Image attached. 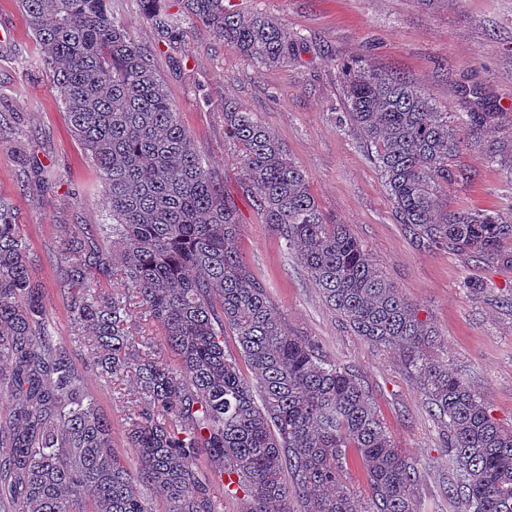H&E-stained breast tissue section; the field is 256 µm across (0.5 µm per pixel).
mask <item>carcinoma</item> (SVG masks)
Returning a JSON list of instances; mask_svg holds the SVG:
<instances>
[{"label":"carcinoma","mask_w":512,"mask_h":512,"mask_svg":"<svg viewBox=\"0 0 512 512\" xmlns=\"http://www.w3.org/2000/svg\"><path fill=\"white\" fill-rule=\"evenodd\" d=\"M173 42L180 17L164 0H138ZM245 58L275 66L299 51L270 14H241L224 0H182ZM42 65L56 79L68 127L104 186L107 224L64 233L56 282L75 331L93 340L92 368L117 385L133 371L127 442L136 474L112 448V422L56 341L27 238L0 197V512H357L346 474L366 473L364 512H414L417 471L397 448L357 375L288 331L267 288L244 262L240 223L224 177L202 156L160 81L153 53L115 21L112 0H20ZM339 121L370 149L396 223L448 250L510 264L512 217L443 204L461 174L450 160L496 112H459L448 124L411 82L357 60L345 67ZM224 134L239 150L238 185L284 240L352 332L405 357L448 418L458 467L456 512H512V428L426 349L436 332L383 277L347 225L327 221L306 174L237 103L224 102ZM105 281L124 297L101 290ZM133 298L161 330L178 366L130 341ZM236 336L238 355L224 349ZM245 363L251 377L242 374ZM224 488L215 495L214 484ZM161 497L155 509L141 493Z\"/></svg>","instance_id":"1"}]
</instances>
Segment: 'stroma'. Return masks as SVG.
<instances>
[{"label":"stroma","instance_id":"obj_1","mask_svg":"<svg viewBox=\"0 0 512 512\" xmlns=\"http://www.w3.org/2000/svg\"><path fill=\"white\" fill-rule=\"evenodd\" d=\"M117 18L155 53L158 75L184 127L235 192L238 153L224 137V102L252 112L309 178L323 212L345 224L382 275L431 324L433 357L448 362L479 392L488 413L512 426V267L492 265L420 240L396 223L384 180L366 146L336 117L343 110L342 67L362 60L406 77L440 109L465 112L463 92L478 89L495 125L452 160L465 178L452 186V209L512 206V0H233L234 10L273 15L300 52L275 67L254 64L206 26L185 20L168 48L136 0H118ZM0 196L8 198L40 271L51 329L84 369L87 388L112 420V446L138 467L125 435L121 389L88 369L90 336L76 335L56 286L60 238L75 224H100L105 201L98 173L69 131L52 72L19 0H0ZM40 167L49 185L32 173ZM238 250L266 284L290 332L316 342L337 366L357 374L386 431L418 472L416 512H453L448 485L457 475L448 423L434 416L414 372L399 353L355 335L324 302L283 240L263 224L248 198L236 199ZM482 283L483 293L466 290Z\"/></svg>","mask_w":512,"mask_h":512}]
</instances>
